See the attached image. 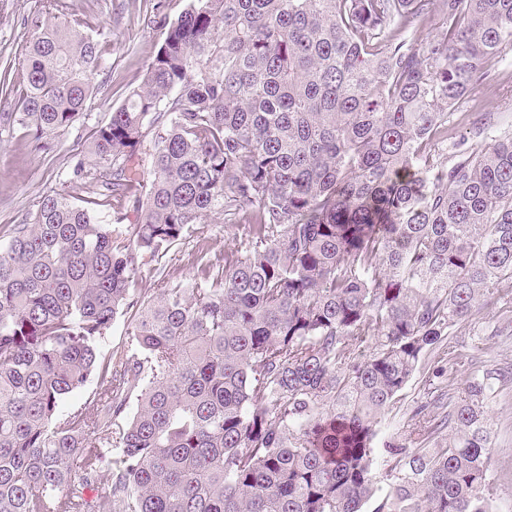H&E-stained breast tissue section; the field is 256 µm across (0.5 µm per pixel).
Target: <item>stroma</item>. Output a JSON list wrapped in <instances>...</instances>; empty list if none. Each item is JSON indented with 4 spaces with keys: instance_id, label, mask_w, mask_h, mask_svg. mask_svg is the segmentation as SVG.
I'll list each match as a JSON object with an SVG mask.
<instances>
[{
    "instance_id": "stroma-1",
    "label": "stroma",
    "mask_w": 512,
    "mask_h": 512,
    "mask_svg": "<svg viewBox=\"0 0 512 512\" xmlns=\"http://www.w3.org/2000/svg\"><path fill=\"white\" fill-rule=\"evenodd\" d=\"M69 12L104 26L109 46L101 68L92 76L95 94L88 109L63 131L32 141L18 129H0V230L29 223L41 197L72 190L70 171L74 157L87 154L94 126L108 121L113 110L143 81L146 70L163 43L169 25L186 9L188 0H66ZM45 0H0V113L13 111L24 80L23 47L29 38L24 21L41 12ZM493 78L454 105V138L466 136L472 118L495 113L499 130H512V47L505 48L492 66ZM207 241L220 253L235 244L223 224H204L173 253L175 276L191 280L195 274L193 253L198 241ZM498 316L485 308L474 315L457 336L472 348L469 364L441 381L443 391L476 374L512 370V331L495 337L487 348H478V336ZM424 374H417L403 391L397 408L384 416L380 440L401 431L411 411L427 401ZM490 409L495 418V453L487 472L492 487L493 512H512V381L500 383Z\"/></svg>"
}]
</instances>
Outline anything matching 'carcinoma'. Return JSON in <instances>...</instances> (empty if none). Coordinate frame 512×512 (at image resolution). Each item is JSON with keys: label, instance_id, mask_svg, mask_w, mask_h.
<instances>
[{"label": "carcinoma", "instance_id": "carcinoma-1", "mask_svg": "<svg viewBox=\"0 0 512 512\" xmlns=\"http://www.w3.org/2000/svg\"><path fill=\"white\" fill-rule=\"evenodd\" d=\"M438 7L440 38L398 39ZM28 26L0 123L39 140L85 112L107 40L61 0ZM507 46L512 0H189L73 165L83 196L5 230L0 512H362L381 418L425 360L465 362L450 337L486 306L483 335L512 324V133L487 112L490 143L448 137ZM215 219L237 246L175 279L167 256ZM128 311L130 347L101 352ZM494 392L475 376L440 424L413 412L375 512H491ZM96 437L119 465L90 503ZM97 391V381L91 378L86 386L78 392L66 397L60 404L58 413L61 416L67 415L75 410L84 408L93 400Z\"/></svg>", "mask_w": 512, "mask_h": 512}]
</instances>
